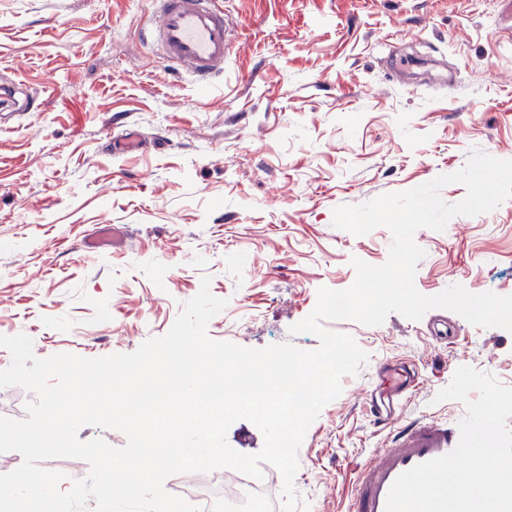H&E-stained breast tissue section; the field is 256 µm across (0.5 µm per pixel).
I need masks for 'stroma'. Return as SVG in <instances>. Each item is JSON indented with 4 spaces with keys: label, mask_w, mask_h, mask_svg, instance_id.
I'll use <instances>...</instances> for the list:
<instances>
[{
    "label": "stroma",
    "mask_w": 512,
    "mask_h": 512,
    "mask_svg": "<svg viewBox=\"0 0 512 512\" xmlns=\"http://www.w3.org/2000/svg\"><path fill=\"white\" fill-rule=\"evenodd\" d=\"M232 43L220 88L200 91L141 37L152 0H0V335L37 357L131 353L164 335L209 277L227 299L209 337L292 342L317 292L350 287L352 258L383 264L391 233L355 235L333 211L463 168L512 159V12L501 0H223ZM137 135L141 149L114 141ZM122 242L91 253L104 226ZM425 295L459 284L512 294V199L444 231L418 230ZM448 323L453 343L430 338ZM368 353L308 428L298 512H346L351 461L387 443L364 411L380 362L415 365L413 418L469 366L512 386V332L446 309L378 326L329 322Z\"/></svg>",
    "instance_id": "1"
}]
</instances>
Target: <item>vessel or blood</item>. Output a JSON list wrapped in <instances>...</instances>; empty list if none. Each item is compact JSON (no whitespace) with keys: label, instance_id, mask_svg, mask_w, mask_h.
I'll use <instances>...</instances> for the list:
<instances>
[{"label":"vessel or blood","instance_id":"obj_1","mask_svg":"<svg viewBox=\"0 0 512 512\" xmlns=\"http://www.w3.org/2000/svg\"><path fill=\"white\" fill-rule=\"evenodd\" d=\"M150 27L143 38L161 58L211 84L224 70L228 18L219 0H153ZM382 398H367L374 426L387 432L389 442L357 464L347 512H385L394 480L414 466L444 455L459 441L458 422L417 420L405 414L422 381L417 369L384 363L377 370Z\"/></svg>","mask_w":512,"mask_h":512}]
</instances>
